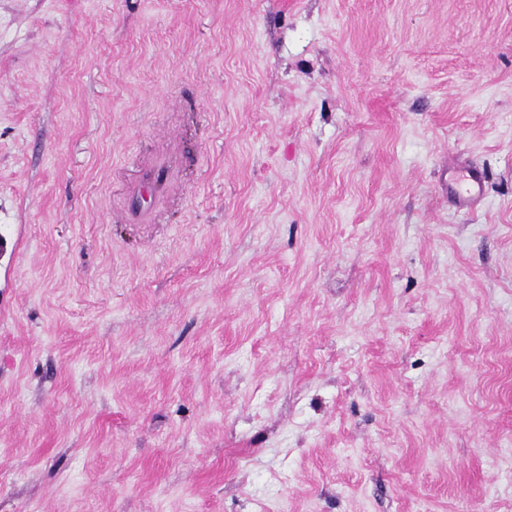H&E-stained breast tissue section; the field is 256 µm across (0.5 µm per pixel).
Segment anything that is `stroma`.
<instances>
[{
    "label": "stroma",
    "instance_id": "obj_1",
    "mask_svg": "<svg viewBox=\"0 0 512 512\" xmlns=\"http://www.w3.org/2000/svg\"><path fill=\"white\" fill-rule=\"evenodd\" d=\"M0 512H512V0H0Z\"/></svg>",
    "mask_w": 512,
    "mask_h": 512
}]
</instances>
